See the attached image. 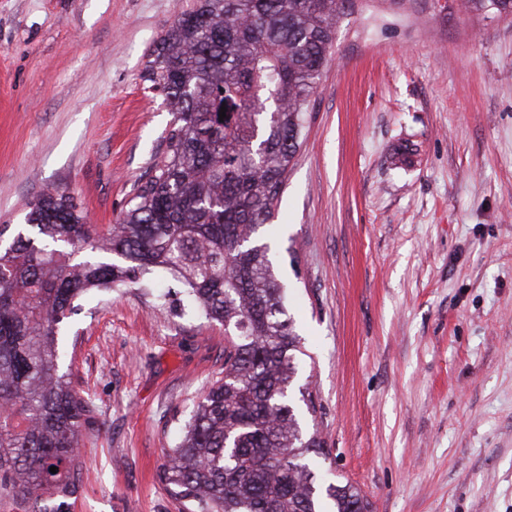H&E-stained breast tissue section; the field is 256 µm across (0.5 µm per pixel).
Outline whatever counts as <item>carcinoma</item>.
<instances>
[{
    "label": "carcinoma",
    "mask_w": 512,
    "mask_h": 512,
    "mask_svg": "<svg viewBox=\"0 0 512 512\" xmlns=\"http://www.w3.org/2000/svg\"><path fill=\"white\" fill-rule=\"evenodd\" d=\"M512 11V0H465ZM352 0H193L146 71L176 124L119 219L99 233L58 189L38 196L0 247V496L64 512L93 409L60 371L59 324L83 294L167 270L205 318L233 330L224 376L201 398L160 478L184 512H370L307 463L322 445L296 386L299 338L257 236L300 147L337 20ZM226 117L219 119L221 108ZM56 472H50V467Z\"/></svg>",
    "instance_id": "cac0c4a2"
}]
</instances>
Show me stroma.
<instances>
[{
    "label": "stroma",
    "instance_id": "stroma-1",
    "mask_svg": "<svg viewBox=\"0 0 512 512\" xmlns=\"http://www.w3.org/2000/svg\"><path fill=\"white\" fill-rule=\"evenodd\" d=\"M188 0H0V225L49 188L116 223L172 128L145 73ZM271 239L320 485L372 512H512V15L353 0ZM94 409L68 512H182L158 472L224 370L165 271L61 326Z\"/></svg>",
    "mask_w": 512,
    "mask_h": 512
}]
</instances>
